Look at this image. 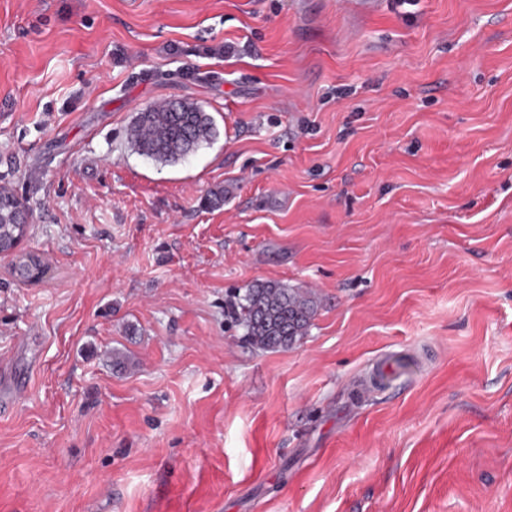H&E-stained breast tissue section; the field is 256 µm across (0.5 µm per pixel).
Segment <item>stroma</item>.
<instances>
[{
    "mask_svg": "<svg viewBox=\"0 0 512 512\" xmlns=\"http://www.w3.org/2000/svg\"><path fill=\"white\" fill-rule=\"evenodd\" d=\"M0 185V512H512V0H0ZM212 117L197 105L168 101L140 112L131 132V144L140 154L162 163H176L210 141ZM19 214V224H15V215L11 208L4 207L0 210V253H12L14 248L13 241L17 235L25 237L29 226V213L23 202L16 198H10L9 201ZM231 307L246 339L263 350L293 346L306 335L315 313L310 298L275 283L249 288Z\"/></svg>",
    "mask_w": 512,
    "mask_h": 512,
    "instance_id": "1",
    "label": "stroma"
}]
</instances>
